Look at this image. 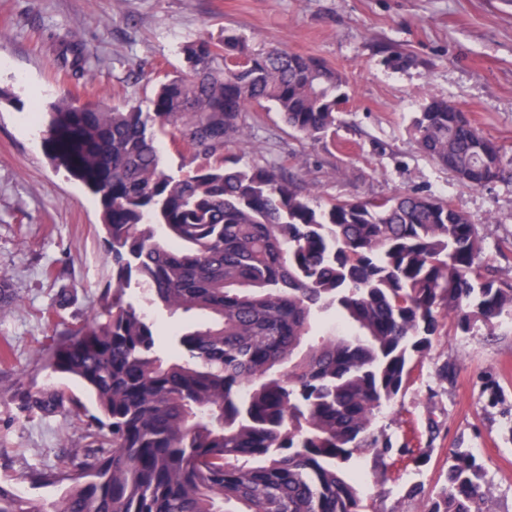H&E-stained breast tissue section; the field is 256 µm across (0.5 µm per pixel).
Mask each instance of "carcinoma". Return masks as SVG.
Here are the masks:
<instances>
[{
    "label": "carcinoma",
    "mask_w": 512,
    "mask_h": 512,
    "mask_svg": "<svg viewBox=\"0 0 512 512\" xmlns=\"http://www.w3.org/2000/svg\"><path fill=\"white\" fill-rule=\"evenodd\" d=\"M185 68L160 83L148 111L62 98L43 129L53 157L100 201L112 258L108 319L62 337L52 373L77 380L100 416L87 444L31 479L64 485L36 504L0 483V512H366L359 474L377 484L395 448L376 421L405 387L413 356L442 321L492 329L512 313V284L481 279L474 226L448 201L409 192L313 204L271 164L239 165L224 146L248 114L273 104L319 142L347 97L323 60L236 35L184 45ZM78 77L87 51L67 42ZM422 152L469 188L499 179L500 147L455 104L430 96L412 124ZM187 149L181 176L162 165L158 134ZM136 283L151 305L202 317L177 335L181 357L157 353L145 312L124 301ZM19 300L0 275V311ZM329 311L345 332L306 343ZM31 411L82 406L56 388ZM488 484L469 448L448 458L424 512H486Z\"/></svg>",
    "instance_id": "cac0c4a2"
}]
</instances>
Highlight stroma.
Here are the masks:
<instances>
[{"instance_id":"obj_1","label":"stroma","mask_w":512,"mask_h":512,"mask_svg":"<svg viewBox=\"0 0 512 512\" xmlns=\"http://www.w3.org/2000/svg\"><path fill=\"white\" fill-rule=\"evenodd\" d=\"M230 31L254 52L278 44L325 60L349 81L335 134L314 143L276 111L252 113L249 137L224 152L244 164L275 163L314 200L407 191L454 205L482 241L483 274L512 283V178L461 185L424 155L410 131L429 95L466 112L512 160V0H0V275L21 300L0 312V482L47 503L59 486L32 483V468L84 446L87 416L41 415L28 393L76 381L46 366L60 336L107 319L112 261L98 199L57 166L34 108L68 96L116 107L147 105L159 81L183 68L182 45ZM83 44L99 62L77 80L61 71L60 41ZM410 60L391 66L396 56ZM61 271V283L43 270ZM68 303L56 302L60 287ZM125 302L146 310L161 349L189 316L148 305L137 286ZM394 447L426 449L428 461H391L389 480L366 494L369 512H424L455 448H474L494 489L489 512H512V330H440L414 359L406 388L378 421ZM420 472L421 496L403 485Z\"/></svg>"}]
</instances>
